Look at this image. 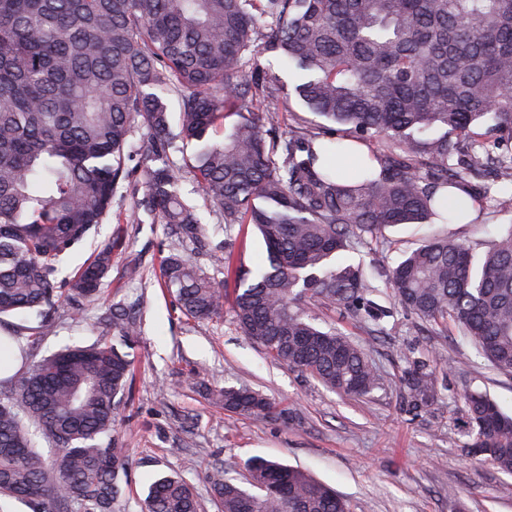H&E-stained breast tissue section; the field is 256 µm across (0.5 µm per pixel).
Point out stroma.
<instances>
[{
	"instance_id": "35a3bbf8",
	"label": "stroma",
	"mask_w": 512,
	"mask_h": 512,
	"mask_svg": "<svg viewBox=\"0 0 512 512\" xmlns=\"http://www.w3.org/2000/svg\"><path fill=\"white\" fill-rule=\"evenodd\" d=\"M143 181V170L134 169L117 189L111 217L58 266V279H66L97 245L120 237L101 296L78 310L59 306L54 333L19 366L28 371L35 359L102 336L95 318L110 304L139 309L133 378L111 433L128 456L112 512H143L151 482L169 474L194 486L202 512H221L210 492L213 475L220 470L244 483L245 464L257 456L306 470L336 490L350 512H512V475L467 451L471 426L462 403L464 391H479L512 415V375L488 364L457 330L431 326L395 304L386 280L406 252L433 237L467 242L483 254L512 227V204L490 203L469 224L397 226L388 229L384 246L358 245L338 255V262L364 267L376 302L388 312L377 333L343 310L317 300L305 304L315 326L336 329L360 346L378 373L370 395L351 397L270 360L236 326L232 309L210 321L176 309L160 280L170 230L157 217L133 210V191ZM180 191L195 206L211 243L226 245L235 265L264 262L265 246L253 225L225 232L192 174L184 175ZM432 357L438 360V400L409 414L405 378L411 363ZM240 385L286 409L289 421L241 416L207 396L208 390Z\"/></svg>"
}]
</instances>
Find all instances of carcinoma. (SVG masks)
<instances>
[{
  "label": "carcinoma",
  "mask_w": 512,
  "mask_h": 512,
  "mask_svg": "<svg viewBox=\"0 0 512 512\" xmlns=\"http://www.w3.org/2000/svg\"><path fill=\"white\" fill-rule=\"evenodd\" d=\"M312 78L296 88L316 114L376 136L378 167L341 166L331 132L286 130L280 92L265 72L243 68L258 44ZM181 102L178 131L165 96ZM235 114L222 140L212 133ZM147 128L137 209L171 230L162 277L182 314L219 317L224 288L180 254L205 228L179 192L190 171L224 225L253 224L268 266L236 269L239 329L267 355L345 395H369L378 376L364 351L314 327L297 301L364 318L382 332L358 266L334 256L357 243L383 246L385 229L448 224L461 202L439 192L490 173L512 190V0H0V325L34 317V344L54 331L60 300L95 301L119 239L102 244L65 283L58 264L112 213L130 178L129 138ZM194 145L184 164L165 161ZM397 303L419 319L452 324L496 368L512 373V229L477 261L471 248L432 239L388 272ZM100 337L39 359L0 385V501L31 512H112L127 455L111 439L128 388L139 319L118 303L98 317ZM434 362L414 360L405 380L411 409L434 401ZM224 410L287 419L241 385L211 393ZM464 408L469 448L512 474V416L472 392ZM58 448L46 460L33 429ZM253 493L217 471L223 512H348L306 471L264 458L247 464ZM194 488L165 475L144 512H199Z\"/></svg>",
  "instance_id": "1"
}]
</instances>
